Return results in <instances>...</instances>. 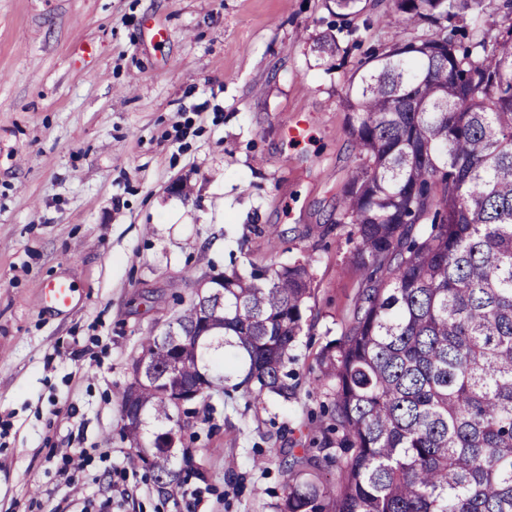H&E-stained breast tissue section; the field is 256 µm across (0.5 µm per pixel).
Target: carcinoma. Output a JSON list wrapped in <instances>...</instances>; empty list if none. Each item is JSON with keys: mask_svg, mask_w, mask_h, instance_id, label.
Returning a JSON list of instances; mask_svg holds the SVG:
<instances>
[{"mask_svg": "<svg viewBox=\"0 0 512 512\" xmlns=\"http://www.w3.org/2000/svg\"><path fill=\"white\" fill-rule=\"evenodd\" d=\"M420 32L394 38L347 76L355 164L330 229L362 275L310 383L329 403L308 447L271 448L283 474L274 512H512V0L471 29L472 0H392ZM356 18L363 0H326ZM356 44L316 40L327 69ZM224 299L196 298L141 343V422L126 437L165 492L177 448H157L193 411L173 404L296 397L290 365L315 296L309 257L233 268ZM316 448L318 453L311 452ZM336 464L326 481L320 462Z\"/></svg>", "mask_w": 512, "mask_h": 512, "instance_id": "1", "label": "carcinoma"}]
</instances>
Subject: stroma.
I'll return each mask as SVG.
<instances>
[{
	"instance_id": "35a3bbf8",
	"label": "stroma",
	"mask_w": 512,
	"mask_h": 512,
	"mask_svg": "<svg viewBox=\"0 0 512 512\" xmlns=\"http://www.w3.org/2000/svg\"><path fill=\"white\" fill-rule=\"evenodd\" d=\"M362 51L413 32L368 0ZM325 0H0V512H272L271 448L300 439L309 383L359 273L328 223L354 164L344 69L313 52ZM308 124L302 140L289 125ZM276 240H269L267 230ZM312 263L317 316L296 399L216 395L159 493L124 438L120 396L144 336L204 275ZM69 277L67 311L42 290ZM72 455L76 467L66 466Z\"/></svg>"
}]
</instances>
